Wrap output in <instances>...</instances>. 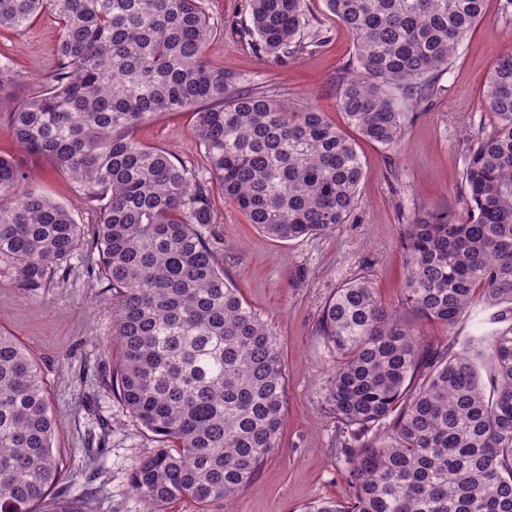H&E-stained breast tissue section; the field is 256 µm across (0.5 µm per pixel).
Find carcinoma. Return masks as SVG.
I'll list each match as a JSON object with an SVG mask.
<instances>
[{"mask_svg":"<svg viewBox=\"0 0 512 512\" xmlns=\"http://www.w3.org/2000/svg\"><path fill=\"white\" fill-rule=\"evenodd\" d=\"M355 40L339 80L347 123L392 147L401 102L422 103L487 0H326ZM304 0H249L251 47L285 64L306 40ZM60 27L57 63L38 92L13 105L22 151L49 159L97 203L91 250L114 291L113 376L129 413L160 446L130 482L148 512L178 499L224 504L279 443L282 350L267 322L224 277L203 230L217 187L275 240L324 235L358 201L355 144L314 107L291 110L207 59L214 27L204 0H0V28L42 14ZM16 82L0 62V108ZM494 130L464 170L467 217L423 212L410 224L404 302L453 329L475 294L498 325L489 353L456 340L423 348L405 322L354 279L326 302L317 330L336 351L327 403L351 431L342 442L349 500L301 512H512V54L484 90ZM192 108L207 176L139 143L158 112ZM0 155V259L21 284L51 282L82 243L62 205L29 187ZM52 421L37 367L0 333V512H33L57 485Z\"/></svg>","mask_w":512,"mask_h":512,"instance_id":"carcinoma-1","label":"carcinoma"}]
</instances>
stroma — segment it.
<instances>
[{
    "label": "stroma",
    "instance_id": "stroma-1",
    "mask_svg": "<svg viewBox=\"0 0 512 512\" xmlns=\"http://www.w3.org/2000/svg\"><path fill=\"white\" fill-rule=\"evenodd\" d=\"M505 2L488 0L485 20L440 73L437 94L409 109L404 136L387 148L349 126L338 107L337 79L353 62L355 48L325 0H305L307 30L318 35V46L284 66L252 50L249 0H206L214 26L212 63L244 84L276 89L288 106L325 112L354 140L365 170L349 219L324 236L270 239L221 193L212 197L217 220L207 235L226 279L279 338L285 374L279 446L239 491L234 512H300L311 500L343 501L350 494L338 448L342 429L326 403L336 353L317 332L320 312L337 288L368 278L383 306L415 327L424 343L440 345L449 333L461 349L480 342L479 323L488 315L482 295H475L467 317L450 332L404 304V242L420 210L446 207L465 214L468 151L495 125L484 87L496 62L512 52V8ZM59 39L47 13L19 34L0 28V53L17 79L16 100L40 88L56 63ZM193 123L191 110L160 112L141 122L133 136L201 173L207 160L191 133ZM25 162L33 188L67 207L84 234H91L98 213L77 184L46 158L29 156ZM93 262L89 245H82L50 284L26 290L16 266L0 261V332L16 337L38 364L62 467L58 486L36 504V512H63L77 500L84 512L145 510L130 475L159 443L128 413L115 388L114 361L103 353L112 338V293L92 273Z\"/></svg>",
    "mask_w": 512,
    "mask_h": 512
}]
</instances>
